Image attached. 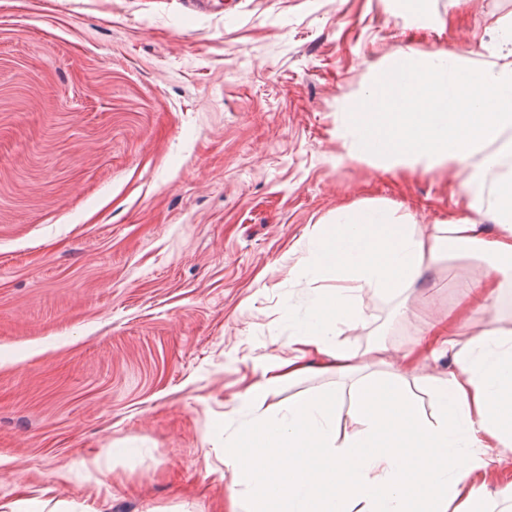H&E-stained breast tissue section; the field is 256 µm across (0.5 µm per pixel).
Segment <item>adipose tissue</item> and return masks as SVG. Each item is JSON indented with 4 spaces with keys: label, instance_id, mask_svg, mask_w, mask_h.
<instances>
[{
    "label": "adipose tissue",
    "instance_id": "adipose-tissue-1",
    "mask_svg": "<svg viewBox=\"0 0 512 512\" xmlns=\"http://www.w3.org/2000/svg\"><path fill=\"white\" fill-rule=\"evenodd\" d=\"M337 136L345 157L386 172L454 165L466 174V212L425 234L392 206L366 201L313 226L300 278L316 289L305 316L292 321V354L271 356L245 391L254 414L230 433L215 423L209 437L231 474L229 512H494L498 499H512V483L488 481L502 449H512V329L464 340L459 322L435 320L408 349L371 345L364 364L338 338L361 317L362 289L403 294L450 253L490 258L471 291L477 307L512 282V65L397 50L342 113ZM495 165L501 172L487 183ZM485 221L495 236H484ZM425 356L453 366L421 378L433 398L429 415L404 388ZM312 373L340 382L299 394L281 412L260 411L269 392ZM344 412L359 425L354 433L339 430ZM0 512L100 510L91 499L41 494Z\"/></svg>",
    "mask_w": 512,
    "mask_h": 512
}]
</instances>
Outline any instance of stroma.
<instances>
[{"label":"stroma","instance_id":"35a3bbf8","mask_svg":"<svg viewBox=\"0 0 512 512\" xmlns=\"http://www.w3.org/2000/svg\"><path fill=\"white\" fill-rule=\"evenodd\" d=\"M212 2L0 0V504L210 512L230 484L210 428L246 418L284 308L309 307L312 225L357 201L428 231L462 213V175L337 162L336 118L400 49L512 64V0ZM488 271L452 255L430 290H364L340 341L512 329V287L465 297ZM51 491L47 489L41 495L18 497L7 504H0V508L5 512H101L90 498L82 502L48 498Z\"/></svg>","mask_w":512,"mask_h":512}]
</instances>
